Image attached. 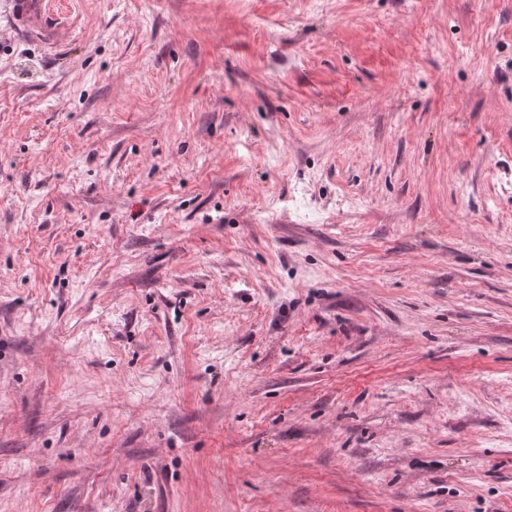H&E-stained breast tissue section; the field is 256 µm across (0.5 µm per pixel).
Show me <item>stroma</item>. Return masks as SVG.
<instances>
[{
    "label": "stroma",
    "mask_w": 512,
    "mask_h": 512,
    "mask_svg": "<svg viewBox=\"0 0 512 512\" xmlns=\"http://www.w3.org/2000/svg\"><path fill=\"white\" fill-rule=\"evenodd\" d=\"M0 0V512H512V0ZM10 10L17 27L31 28L54 42L59 38L58 24L49 25L47 22L51 16L46 0H12Z\"/></svg>",
    "instance_id": "obj_1"
}]
</instances>
